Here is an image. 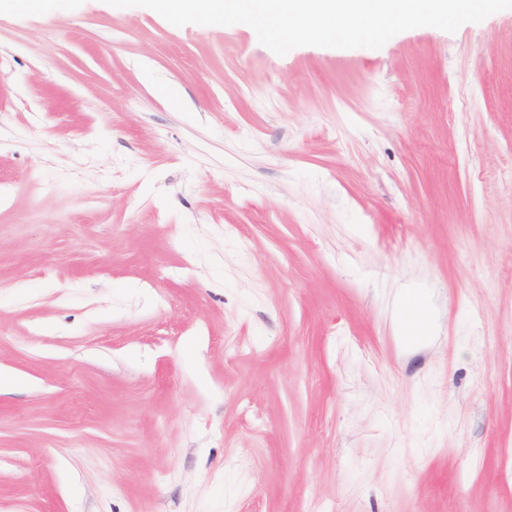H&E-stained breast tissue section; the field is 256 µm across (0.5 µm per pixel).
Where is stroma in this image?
<instances>
[{"label": "stroma", "instance_id": "stroma-1", "mask_svg": "<svg viewBox=\"0 0 512 512\" xmlns=\"http://www.w3.org/2000/svg\"><path fill=\"white\" fill-rule=\"evenodd\" d=\"M510 164L512 9L1 11L0 512H512Z\"/></svg>", "mask_w": 512, "mask_h": 512}]
</instances>
